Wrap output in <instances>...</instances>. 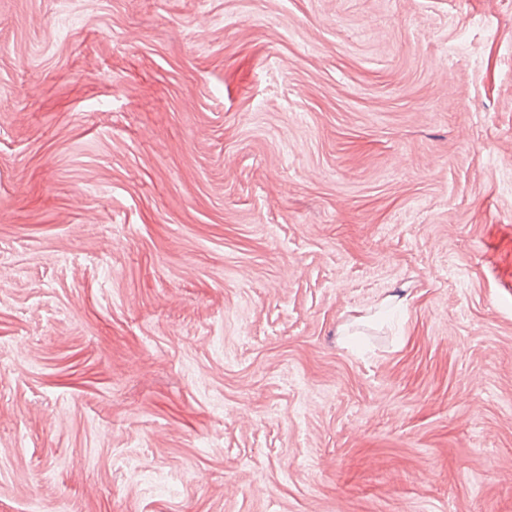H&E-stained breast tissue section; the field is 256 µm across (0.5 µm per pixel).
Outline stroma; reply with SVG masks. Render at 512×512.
<instances>
[{
    "label": "stroma",
    "instance_id": "obj_1",
    "mask_svg": "<svg viewBox=\"0 0 512 512\" xmlns=\"http://www.w3.org/2000/svg\"><path fill=\"white\" fill-rule=\"evenodd\" d=\"M33 500L512 512V0H0Z\"/></svg>",
    "mask_w": 512,
    "mask_h": 512
}]
</instances>
